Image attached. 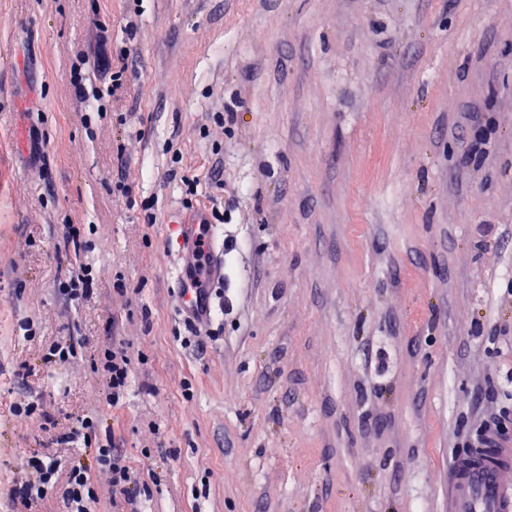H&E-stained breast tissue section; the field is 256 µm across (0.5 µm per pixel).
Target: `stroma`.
<instances>
[{"label":"stroma","mask_w":512,"mask_h":512,"mask_svg":"<svg viewBox=\"0 0 512 512\" xmlns=\"http://www.w3.org/2000/svg\"><path fill=\"white\" fill-rule=\"evenodd\" d=\"M99 22L127 69L96 112L71 70ZM215 204L194 333L167 226ZM510 279L512 0H0V512L34 455L91 471L90 512H448L512 409ZM94 277L92 275V268L88 265H80L76 279H71L69 282L60 285L61 291L64 295L68 296L70 300H75L81 290V295L87 293L88 289L92 287ZM102 355L104 369L109 374L112 400L117 402L127 387L132 360L126 350L113 344L112 349L105 348ZM80 427V435H82L85 445L91 448L94 443L95 451L99 460L104 463H108L111 468L112 488H115L120 494H124L127 486L133 481V472L131 467L127 464L125 457L121 453H118L115 448H108L107 446L99 445L96 441V421L91 418H86L81 421Z\"/></svg>","instance_id":"obj_1"}]
</instances>
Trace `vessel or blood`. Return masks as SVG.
<instances>
[{
    "mask_svg": "<svg viewBox=\"0 0 512 512\" xmlns=\"http://www.w3.org/2000/svg\"><path fill=\"white\" fill-rule=\"evenodd\" d=\"M206 218L198 210L170 227L179 257V308L199 322L211 319L213 292L224 283V253L203 234ZM201 250L209 255L203 267L196 259ZM511 473L512 441L495 438L488 447L457 456L448 471V512H512V486L504 482Z\"/></svg>",
    "mask_w": 512,
    "mask_h": 512,
    "instance_id": "vessel-or-blood-1",
    "label": "vessel or blood"
}]
</instances>
